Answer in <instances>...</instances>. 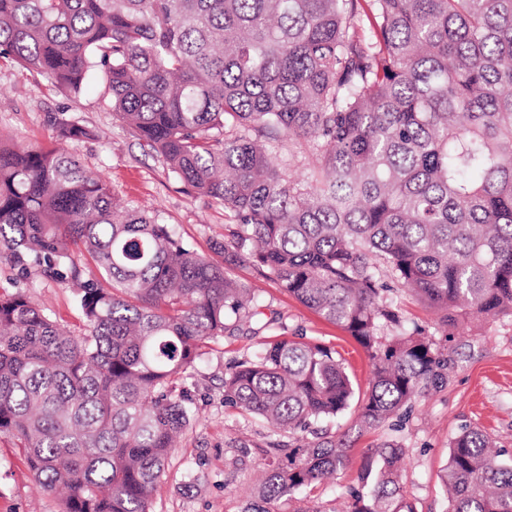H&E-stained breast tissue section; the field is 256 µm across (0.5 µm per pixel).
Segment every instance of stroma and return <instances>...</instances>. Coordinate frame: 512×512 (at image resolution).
<instances>
[{"instance_id":"stroma-1","label":"stroma","mask_w":512,"mask_h":512,"mask_svg":"<svg viewBox=\"0 0 512 512\" xmlns=\"http://www.w3.org/2000/svg\"><path fill=\"white\" fill-rule=\"evenodd\" d=\"M66 112L97 135L75 144L91 170L111 184L117 200L148 213L160 214L174 232L201 254H210L214 240L233 223L231 213L209 197L186 192L158 155L140 145L92 84L80 96L61 92L42 77L0 61V135L13 144L45 146L53 131L51 113ZM232 278L259 288L260 297L303 341L335 346L347 359L357 391H366L370 364L366 350L347 332L326 321L283 292L261 271L246 267ZM24 290L50 310L74 335L85 332L70 285L24 278L0 258V290ZM396 301L406 328L422 327L451 360L447 384L420 398L402 424H384L365 432L349 451L342 475L297 495L290 512H343L347 490L356 486L364 462L382 442L395 439L406 448L402 479L404 499L418 512H446L448 500L439 475L448 461L449 443L466 428L477 427L512 455V319L462 323L436 330L433 308L406 291ZM257 336H227L204 348L182 387L194 413L178 442L167 476L158 486L155 512H239L255 492L263 467L267 428L224 405V374L232 359L260 348ZM0 512H60L58 498L35 481L18 439L0 433Z\"/></svg>"}]
</instances>
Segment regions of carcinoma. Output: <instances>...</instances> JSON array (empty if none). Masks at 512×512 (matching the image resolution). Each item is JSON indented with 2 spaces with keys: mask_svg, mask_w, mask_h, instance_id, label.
Returning <instances> with one entry per match:
<instances>
[{
  "mask_svg": "<svg viewBox=\"0 0 512 512\" xmlns=\"http://www.w3.org/2000/svg\"><path fill=\"white\" fill-rule=\"evenodd\" d=\"M0 60L75 96L101 82L187 191L236 219L218 263L118 203L74 152L0 144V256L70 283L88 328L0 293V433L61 512H153L192 420L178 384L214 338L281 330L224 376V406L288 434L240 510L280 512L347 467L352 435L447 381L433 334L401 330L394 292L440 328L512 318V0H0ZM49 122L60 143L95 137ZM287 144L314 160L303 182L278 162ZM85 254L98 276L83 277ZM244 265L366 349L367 393L334 347L266 318L228 275ZM503 453L481 430L452 439L448 512H512ZM405 456L377 447L345 512H413Z\"/></svg>",
  "mask_w": 512,
  "mask_h": 512,
  "instance_id": "carcinoma-1",
  "label": "carcinoma"
}]
</instances>
